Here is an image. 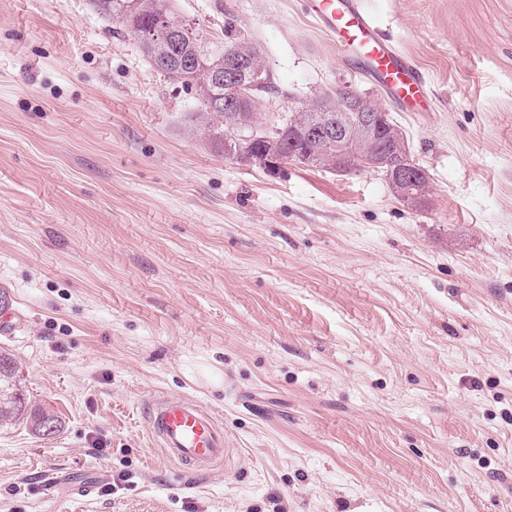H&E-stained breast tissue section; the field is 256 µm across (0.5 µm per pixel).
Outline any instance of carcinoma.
<instances>
[{
  "mask_svg": "<svg viewBox=\"0 0 512 512\" xmlns=\"http://www.w3.org/2000/svg\"><path fill=\"white\" fill-rule=\"evenodd\" d=\"M94 7L124 26L139 41L146 62H151L162 52L170 60V66L163 71L164 76L181 84L194 93L197 110L191 116L193 128L202 131L214 144L222 146L224 156L232 159L231 147L234 137L242 130L252 131L258 128L253 121L255 112L246 109L229 120L225 113L211 109V101L224 94V89L211 85L205 75L206 68H222L226 63V54L241 50L240 67L246 70H265L259 50L248 38L227 28L224 37L213 39L203 29H196L192 35L182 32L183 24L174 16L170 0H93ZM205 53L207 67H188L181 58L195 51ZM341 120L349 129H354L356 113L314 112L311 103L301 105V109L292 110L284 115L282 133L276 144L261 139L254 142L253 164L262 165L264 152H280L286 160H291V152L301 149L313 157L312 165L324 170L347 174L362 170L359 159L355 158L346 165L336 162V140H321L319 136H300V132L311 126L325 122ZM54 418L44 410H32L23 394L22 375L14 357L5 349L0 351V421H14L37 430L42 420Z\"/></svg>",
  "mask_w": 512,
  "mask_h": 512,
  "instance_id": "carcinoma-1",
  "label": "carcinoma"
}]
</instances>
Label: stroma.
<instances>
[{
  "label": "stroma",
  "instance_id": "1",
  "mask_svg": "<svg viewBox=\"0 0 512 512\" xmlns=\"http://www.w3.org/2000/svg\"><path fill=\"white\" fill-rule=\"evenodd\" d=\"M435 109L401 112L301 0H173L262 48L256 122L349 86L430 180L226 159L91 0H0V335L45 439L0 423V512H512V0H365ZM228 452L182 477L142 406ZM145 414L152 441L169 461L201 473L224 459V426L198 401L163 396L149 402Z\"/></svg>",
  "mask_w": 512,
  "mask_h": 512
}]
</instances>
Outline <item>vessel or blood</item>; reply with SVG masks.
I'll use <instances>...</instances> for the list:
<instances>
[{
	"mask_svg": "<svg viewBox=\"0 0 512 512\" xmlns=\"http://www.w3.org/2000/svg\"><path fill=\"white\" fill-rule=\"evenodd\" d=\"M313 23L345 54L364 64L367 78L408 112L433 111V100L415 62L379 31L362 0H303ZM148 433L169 461L201 473L228 451L224 426L207 407L189 398L159 397L145 408Z\"/></svg>",
	"mask_w": 512,
	"mask_h": 512,
	"instance_id": "b4317fda",
	"label": "vessel or blood"
}]
</instances>
